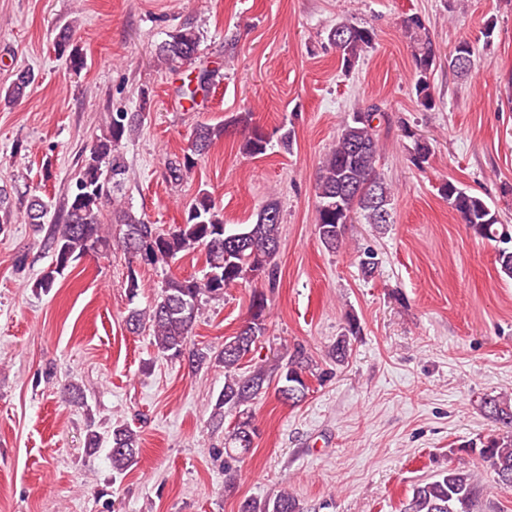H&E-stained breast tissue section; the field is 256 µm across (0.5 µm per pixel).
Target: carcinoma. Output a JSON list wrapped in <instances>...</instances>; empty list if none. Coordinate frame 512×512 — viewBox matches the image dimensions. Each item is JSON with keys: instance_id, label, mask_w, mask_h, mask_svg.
I'll return each instance as SVG.
<instances>
[{"instance_id": "carcinoma-1", "label": "carcinoma", "mask_w": 512, "mask_h": 512, "mask_svg": "<svg viewBox=\"0 0 512 512\" xmlns=\"http://www.w3.org/2000/svg\"><path fill=\"white\" fill-rule=\"evenodd\" d=\"M403 27L415 44L417 102L430 110L435 107L430 79L439 55L421 17L408 16L403 20ZM75 33L76 26L70 23L61 26L53 48L68 62L70 69L78 71L84 66V58L74 45ZM375 40L374 28L347 18L336 20L327 30V41L340 53L347 71L374 47ZM199 46V32L191 26L182 27L168 34L156 57L170 68L178 64L192 65L198 58ZM465 46L466 42L460 41L458 48L448 54V68L461 77L467 76L474 67L472 53ZM211 79L212 74L207 70L188 79L181 86L182 96L196 103L197 95L206 89ZM34 81L30 70L18 71L4 93V100L18 102ZM383 117L384 113L376 105L349 113L339 128L335 144L319 167L315 224L319 241L328 251L342 247L345 227L357 213L365 223L380 229L393 223L392 189L377 171L380 146L374 121ZM141 122L138 112L108 113L101 134L95 137L81 161L75 190L64 201L59 223L51 225L48 240L52 267L33 282L32 288L48 292L56 276L73 262L110 249L111 234L101 220L102 210L107 205L115 207L118 213L119 243L131 263L128 292L132 299L137 297L140 288L132 263L167 265L182 253L204 251L208 271L203 277L166 278L154 303L144 309H132L127 325L133 332L150 330L158 354L173 358L185 356L194 371L204 366H224V390L217 396L212 421L219 427L224 424L226 412H238L228 436V448L224 449V482L231 487L238 477L236 463L250 452L257 435L248 409L251 401L274 384L278 394L288 393V401L296 405L309 393L308 377L321 382L325 372L316 371L301 348L288 352L269 366L256 365L248 372L241 371L242 361L252 352L258 337L264 335L267 303L261 291L252 296L249 318L236 335L224 340L221 349H187L193 327L208 301L224 296L225 289L247 279L260 278L269 286H275L281 209L277 201L271 200L258 212L255 223L233 231L227 229L224 215L211 196L202 192L188 208L185 222L167 232L159 231L155 225L123 209L117 194L122 190L126 165L118 147L139 130ZM233 131L241 134L239 149L243 154L256 157L267 151L270 137L253 124L249 112H241L228 122L202 123L194 130L192 144L182 157L169 163L171 179L182 180L216 141ZM407 137L414 139L412 162L421 168L429 161L431 147L410 131ZM441 193L474 237L495 243L500 273L512 279V225L503 223L498 211L482 197L449 180L441 186ZM47 208L48 204L41 197H32L26 206L25 221L41 224ZM358 265L364 277H374L378 271L376 254L363 253ZM359 334L360 324L354 318L348 319L344 333L331 346L330 359L344 363L351 354L350 338ZM481 406L498 424V432L449 449L448 467L416 484L411 497L403 504V512H474L480 495V477L469 468L472 458L495 474L501 489L512 490V397L487 395L481 398ZM105 441L109 443L112 473L120 476L136 463L139 435L125 424L113 426L106 439L91 429L87 432L85 447L95 453ZM240 512H303V509L294 495L284 490L262 502L246 499L241 503Z\"/></svg>"}]
</instances>
